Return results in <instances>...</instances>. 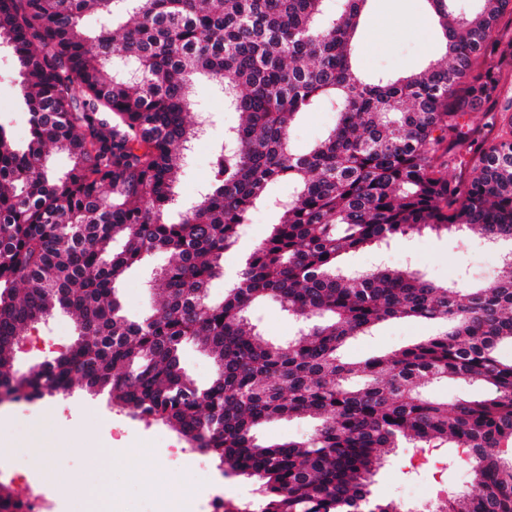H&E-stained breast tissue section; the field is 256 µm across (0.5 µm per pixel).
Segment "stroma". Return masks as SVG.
<instances>
[{
    "instance_id": "35a3bbf8",
    "label": "stroma",
    "mask_w": 512,
    "mask_h": 512,
    "mask_svg": "<svg viewBox=\"0 0 512 512\" xmlns=\"http://www.w3.org/2000/svg\"><path fill=\"white\" fill-rule=\"evenodd\" d=\"M442 53L440 29L425 0H371L357 53V65L364 75L383 73L398 78L424 68ZM191 98L194 111L212 113L214 124L209 135L196 141L180 177L178 191L187 201L195 199L207 180L213 151L223 140L225 128L239 122L238 113L227 109L223 97L208 82L195 83ZM336 122L335 110L327 105L303 114L291 130L293 149L308 150L326 137ZM273 220L265 207L252 211L246 236L236 249L225 253L224 274L208 288L211 301L223 300L226 276L240 266L250 247L266 237ZM494 259V249L485 245L479 235L425 230L397 240L384 252L361 249L348 253L342 264L352 271L409 264L436 283L455 280L468 287L496 277ZM168 260V255L154 253L125 274L119 294L128 318L141 319L152 312L157 297L150 281ZM255 317L263 338L270 341L288 340L297 330L287 311L274 302L259 304ZM432 331V326L420 321L386 322L371 335L348 344L344 355L352 360L364 359L413 344ZM75 335L73 317L55 315L26 336V345L15 358L17 369L25 371L54 358L74 341ZM186 448V443L168 426L132 417L113 406L108 393L90 394L78 384L67 395L37 400L29 410L0 414V461L7 460L20 470L36 473L48 485L74 488L70 512H93L103 499L125 503L131 512H156L164 490L153 483H142L141 477L158 462L163 465V475L211 495L213 489L203 484L201 469L212 466V459L200 453L196 465H182L179 459ZM107 451L112 454L108 467L101 462ZM410 454V449H400L379 471L374 485L376 495L398 501L409 496L432 500L440 486L449 493L470 489L469 471L455 465L451 453L442 457L443 482L439 485L431 472H408Z\"/></svg>"
}]
</instances>
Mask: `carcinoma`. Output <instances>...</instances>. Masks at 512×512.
Segmentation results:
<instances>
[{
    "label": "carcinoma",
    "instance_id": "carcinoma-1",
    "mask_svg": "<svg viewBox=\"0 0 512 512\" xmlns=\"http://www.w3.org/2000/svg\"><path fill=\"white\" fill-rule=\"evenodd\" d=\"M0 0V48L18 87L22 140L0 122V392L35 401L79 381L112 405L176 431L255 499L224 512H405L374 497L399 448L455 449L471 489L433 512H512V256L479 288L436 285L418 271H349L338 258L409 233L477 229L512 242V122L493 140L469 122L496 105L512 54L500 20L512 0H427L445 60L403 78L365 79L353 61L368 0ZM100 12L112 31L91 33ZM224 92L243 122L212 157L207 186L175 210L192 85ZM328 103L338 121L309 151L289 145L296 117ZM66 152L56 174L48 146ZM472 175L448 172L460 154ZM288 183L286 195L271 193ZM261 204L277 218L232 276L208 287ZM121 236L125 249L109 255ZM168 263L161 300L125 317L116 284L146 255ZM279 302L300 324L286 342L260 337L251 305ZM57 312L77 339L18 379L21 337ZM426 320L440 331L365 361L345 345L379 323ZM189 342L209 350L205 388L183 372ZM448 377L484 389L448 407L428 393ZM315 415L304 441L266 445L262 423Z\"/></svg>",
    "mask_w": 512,
    "mask_h": 512
}]
</instances>
